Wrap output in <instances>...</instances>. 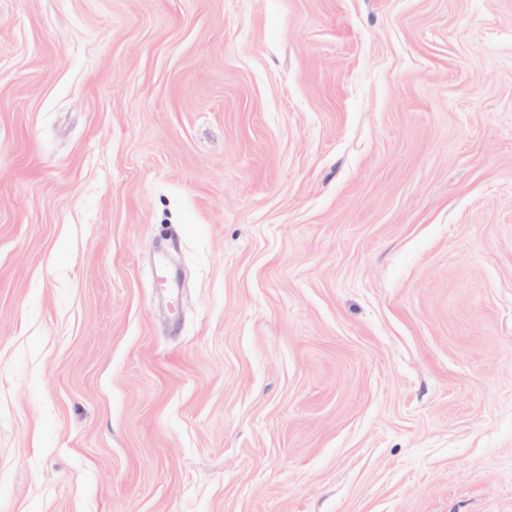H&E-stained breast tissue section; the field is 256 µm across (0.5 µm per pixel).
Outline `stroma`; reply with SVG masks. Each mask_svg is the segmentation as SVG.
I'll return each instance as SVG.
<instances>
[{"instance_id": "1", "label": "stroma", "mask_w": 512, "mask_h": 512, "mask_svg": "<svg viewBox=\"0 0 512 512\" xmlns=\"http://www.w3.org/2000/svg\"><path fill=\"white\" fill-rule=\"evenodd\" d=\"M0 512H512V0H0Z\"/></svg>"}]
</instances>
